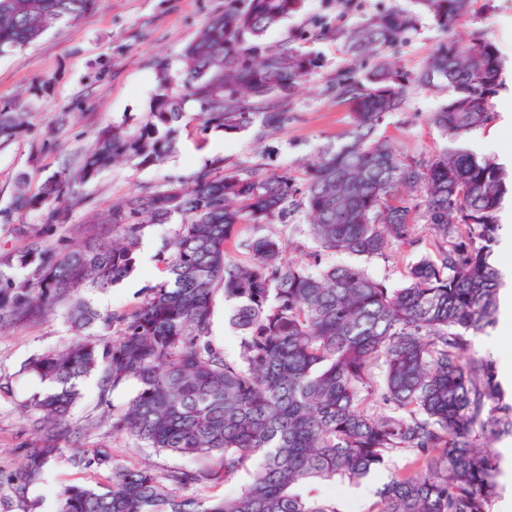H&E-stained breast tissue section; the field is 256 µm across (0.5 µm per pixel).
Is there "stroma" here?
<instances>
[{"mask_svg": "<svg viewBox=\"0 0 512 512\" xmlns=\"http://www.w3.org/2000/svg\"><path fill=\"white\" fill-rule=\"evenodd\" d=\"M399 6L416 12L417 25L392 55L403 71L414 73L432 54L442 34L433 19L419 12L415 0H306L300 14L270 29L265 40L279 45L289 40L308 44L318 52L322 66L310 80L299 83L281 127L265 142H258L254 130L227 134L206 129L198 123L181 130L175 152L162 163L140 166L123 163L101 173L83 186L87 207L77 210L73 220L81 224L91 216H105L113 201L163 189L175 179H186L222 159L225 168L261 167L288 177L296 189H303L306 168L319 150L336 143L349 128L352 115L347 105L329 97L325 85L337 71H352L363 77L371 60H353L336 40L337 28L361 23L373 13ZM224 10V0H97L94 8L79 20L51 30L40 39L10 55L0 57V102L21 98L32 112L27 135L0 146V206L13 193L16 175L25 171L47 175L63 162L75 160L93 139L95 128L122 121L136 122L148 112L157 85L156 64L165 60L178 64L180 54L215 15ZM479 32L491 41L502 60V81L492 95L494 119L512 108V0H477L473 10L459 18L452 34L468 40ZM51 78V86L34 92L39 79ZM446 90L409 86L404 105L377 128L379 137L389 140L400 156L433 153L447 146V138L431 123V116L449 98ZM69 122L57 130L48 148L40 154L31 142L43 138L60 113ZM268 233L280 239L288 261H304L316 245L306 233L302 209H292L287 223L268 226ZM414 245L393 243L385 255L364 258L348 253L332 255L336 264L365 268L377 280L392 288L406 284L409 266L422 256L434 255L436 233L431 225L413 227ZM155 264H140L130 276L106 290L91 289L85 296L103 312L123 313L147 298L161 281ZM73 339L63 311H55L40 324L20 326L0 333V469L19 466L16 448L33 437L23 409L26 400L41 385L22 375L23 363L43 352L68 344ZM469 360H489L494 366L512 361V340L499 336L496 326L469 339L465 353ZM71 411L72 419L83 425L82 449L106 446L128 466L148 464L162 470L178 465V458L138 448L127 436L113 432L112 409L125 405L135 394L134 385L112 393L101 401L97 376L85 378ZM485 442L500 459L501 489L490 504V512H512V434H483ZM411 456L400 454L376 469L359 488L326 487L341 512H370L377 493L393 473L413 470ZM106 469L76 468L67 462L55 464L34 491L41 512H55L56 493L68 484L94 486L103 482Z\"/></svg>", "mask_w": 512, "mask_h": 512, "instance_id": "obj_1", "label": "stroma"}]
</instances>
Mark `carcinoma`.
I'll list each match as a JSON object with an SVG mask.
<instances>
[{
    "instance_id": "1",
    "label": "carcinoma",
    "mask_w": 512,
    "mask_h": 512,
    "mask_svg": "<svg viewBox=\"0 0 512 512\" xmlns=\"http://www.w3.org/2000/svg\"><path fill=\"white\" fill-rule=\"evenodd\" d=\"M95 2L0 0V55L82 18ZM416 3L445 38L408 80L385 52L415 29V13L395 6L336 31L347 54L378 62L360 79L338 70L326 86L348 105L352 125L310 164L300 205L318 250L307 262L288 261L272 235L240 238L245 225L285 221L294 186L259 168L226 172L221 159L188 181L112 203L106 229L92 218L72 223L85 206L82 187L100 173L121 162L154 165L175 151L189 103L205 129L255 128L261 138L278 129L296 85L320 65L307 46H271L265 35L303 0H229L185 46L178 73L157 63L150 110L139 121L99 129L75 161L41 180L16 175L0 224L23 245L0 250V331L36 325L59 308L76 336L23 367L49 389L26 405L35 438L17 448L20 467L0 471L18 512H36L33 488L62 459L104 466L108 477L95 487L64 486L58 512H339L320 487L358 486L401 453L417 470L393 475L371 512H489L500 461L475 427L512 434V406L485 408L499 393L495 372L487 361H464V352L466 337L495 316L502 281L490 246L509 174L457 142L493 119L501 61L482 34L451 36L472 0ZM409 82L452 89L431 123L454 146L401 159L375 136L401 110ZM30 118L24 104L1 103L0 145L28 133ZM30 211L42 223H16ZM175 217L170 247L155 258L166 279L128 313L92 307L83 290L127 276L143 225ZM419 218L437 233L439 259L417 261L402 288L361 266L321 262L336 252L381 255L408 240ZM65 226L69 240L51 241ZM219 296L232 305L236 360L212 340ZM93 328L114 334L91 339ZM92 373L104 398L136 385L127 406L112 409L113 430L191 465L159 472L128 467L109 448L68 454L82 432L71 417L78 385ZM373 397L383 405L376 415L365 409ZM254 461L256 473L236 494L201 493Z\"/></svg>"
}]
</instances>
